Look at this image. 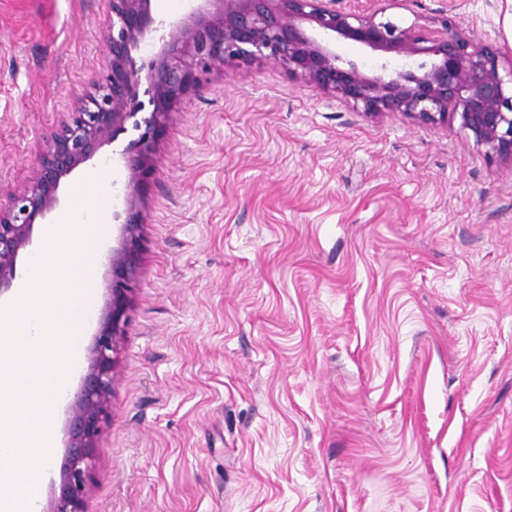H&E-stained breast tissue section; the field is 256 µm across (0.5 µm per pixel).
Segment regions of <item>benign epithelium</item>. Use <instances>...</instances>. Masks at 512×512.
<instances>
[{
    "instance_id": "7a95c632",
    "label": "benign epithelium",
    "mask_w": 512,
    "mask_h": 512,
    "mask_svg": "<svg viewBox=\"0 0 512 512\" xmlns=\"http://www.w3.org/2000/svg\"><path fill=\"white\" fill-rule=\"evenodd\" d=\"M341 0H204L188 18L169 24L162 46L148 63L131 55L157 31L149 0H112V24L105 33V80L80 97L34 166L31 185L10 195L0 207V295L17 274L19 251L32 241L36 218H46L60 204V180L91 160L99 146L129 115L136 87L149 84L151 118L141 135V153L126 158L129 184L149 153L150 130L167 104L184 92L195 71L226 59L267 53L303 82L362 106L370 113L404 112L425 124L457 116L461 128L496 156L512 162V61L501 64L499 52L476 42L462 30L441 32L378 21L374 14L347 12ZM222 5L214 13L210 5ZM354 41L372 52L401 57L406 67L391 70L382 62L368 75L345 60L324 37ZM138 203L126 198L123 242L112 249V271L134 274L130 250L139 231ZM120 291L103 315V331L87 355L88 372L70 405L69 451L60 466V492L43 512H84L83 502L98 447L100 422L111 406L114 354L121 335Z\"/></svg>"
}]
</instances>
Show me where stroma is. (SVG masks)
I'll return each instance as SVG.
<instances>
[{
	"mask_svg": "<svg viewBox=\"0 0 512 512\" xmlns=\"http://www.w3.org/2000/svg\"><path fill=\"white\" fill-rule=\"evenodd\" d=\"M508 50L507 0H344ZM109 0H0V199L104 74ZM134 113L64 176L123 154ZM86 512H512V163L459 119L368 114L263 55L198 72L152 132ZM83 347L112 295L101 227ZM77 359L37 507L59 493Z\"/></svg>",
	"mask_w": 512,
	"mask_h": 512,
	"instance_id": "obj_1",
	"label": "stroma"
}]
</instances>
